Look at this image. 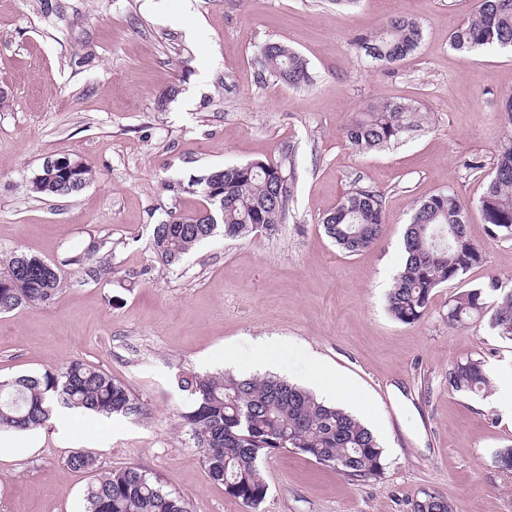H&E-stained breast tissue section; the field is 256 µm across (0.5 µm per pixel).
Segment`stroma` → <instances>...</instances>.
<instances>
[{
    "label": "stroma",
    "instance_id": "1",
    "mask_svg": "<svg viewBox=\"0 0 512 512\" xmlns=\"http://www.w3.org/2000/svg\"><path fill=\"white\" fill-rule=\"evenodd\" d=\"M479 0H0V254L18 249L60 265L56 299L0 314V380L80 359L125 383L145 412L104 418L56 408L25 434L0 433V512H86L87 475L67 457L95 452L104 467L135 465L188 499L194 512H254L214 483L180 425L182 371L216 373L224 352L248 357L272 340L276 375L301 382L288 347L320 356L369 402L362 418L385 453L382 475L352 482L279 450L263 459L269 485L255 512H411L423 490L454 512H512V473L494 465L512 446V413L495 393L449 389L450 365L479 358L512 368V340L486 318L448 323V302L495 275L512 279V239L490 238L479 209L488 172L512 136L502 98L512 51L451 48ZM176 15L180 25L167 23ZM408 16L423 39L382 67L356 52L357 35ZM281 42L308 62L312 85L260 77ZM192 93L158 106L170 88ZM412 100L426 120L395 146L359 151L343 129L366 105ZM295 151L296 189L278 233L217 236L172 269L149 249L155 224L203 204L195 183L212 168ZM76 155L91 182L39 197L30 180L48 156ZM481 171L466 169L469 161ZM381 192L377 244L347 254L322 221L356 186ZM450 190L468 207L481 265L434 294L408 325L386 294L405 260L414 206ZM106 240L108 267L78 283L67 257Z\"/></svg>",
    "mask_w": 512,
    "mask_h": 512
}]
</instances>
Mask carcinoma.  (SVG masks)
Masks as SVG:
<instances>
[{
	"mask_svg": "<svg viewBox=\"0 0 512 512\" xmlns=\"http://www.w3.org/2000/svg\"><path fill=\"white\" fill-rule=\"evenodd\" d=\"M422 26L413 18H394L375 32L357 36L356 48L383 66L416 51ZM450 45L459 51L512 48V0H481L477 12L453 31ZM265 73L293 88H304L313 77L306 60L273 42L262 49ZM421 109L411 102L371 103L345 127L348 143L358 149L385 148L418 127ZM39 169L31 180L40 196L65 195L64 177L51 180ZM224 187V209L209 199L213 179ZM207 217L184 216L185 223L166 221L154 226L150 250L164 267H176L204 241L221 231L229 238L256 231L268 234L288 221L295 192L292 148L281 150L274 162L254 160L209 170L201 179ZM489 237L512 239V139L496 158L479 200ZM384 227L382 194L370 187L346 193L323 221L326 235L346 253L371 248ZM106 241L63 261L83 280L96 281L109 271L93 261ZM404 265L386 297L387 310L397 321L422 320L431 298L442 285L461 279L484 261L480 244L468 232L467 208L452 191H441L419 203L407 224ZM63 288L59 268L19 250L10 252L0 271V313L46 306ZM490 315L497 334L512 340V286L496 276L454 296L448 324L461 326L474 317ZM177 385L188 404L179 412L181 425L202 454L209 477L227 494L256 510L269 486L260 468L263 458L277 450H292L339 471L352 481L377 479L384 470V450L372 431L344 408L319 400L312 392L274 375L239 377L231 372L178 374ZM490 386L483 362L460 359L448 368V388L480 393ZM86 410L104 417H128L142 405L122 382L103 369L76 359L63 369L18 375L0 381V430L30 431L43 427L56 406ZM66 466L92 476L85 497L86 512H192L190 503L166 490L137 466L102 469L97 456L74 451ZM414 512H453L444 496L420 491Z\"/></svg>",
	"mask_w": 512,
	"mask_h": 512,
	"instance_id": "1",
	"label": "carcinoma"
}]
</instances>
